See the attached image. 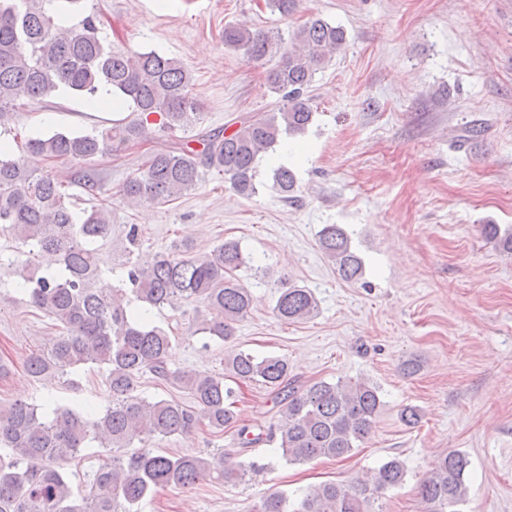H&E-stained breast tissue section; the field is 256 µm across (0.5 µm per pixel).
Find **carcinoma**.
<instances>
[{
    "instance_id": "obj_1",
    "label": "carcinoma",
    "mask_w": 512,
    "mask_h": 512,
    "mask_svg": "<svg viewBox=\"0 0 512 512\" xmlns=\"http://www.w3.org/2000/svg\"><path fill=\"white\" fill-rule=\"evenodd\" d=\"M82 2L0 0V129H10L18 109L63 92L91 101L102 87L111 88L114 104L128 105L133 118L115 119L101 131H56L28 139L26 152L33 156L80 164L67 182L0 148V230L37 251L41 261L20 260L25 271L20 287L63 329L28 358V375L36 381L60 380L95 365L105 369L110 400L104 409L23 401L0 406V449H9L0 454V512H140L141 503L161 489H190L205 478L228 483L265 469L255 461L222 455L168 456L145 447L128 456L117 453L136 440L145 444L190 434L202 425L222 431L237 423L233 388L224 375L170 368L171 337L131 302L175 307L196 301L203 307L199 331L230 342L253 296L235 275L247 265L236 240H225L203 255L187 256L184 246L177 245L174 253L146 265L129 260L126 278L112 294L96 287L101 270L94 245L111 232L110 211L101 204L77 213L65 185L94 187L87 166L130 144L195 127L203 122V112L181 61L155 51L112 49L100 20L85 13ZM266 6L288 17L299 0H266ZM345 43L342 27L317 16L286 38L245 24L225 26L224 46L246 59L279 55L265 80L282 105L240 121L232 131L198 137L199 149L183 139L155 151L141 171L122 183L119 195L132 205L172 201L197 184L201 169L214 167L238 194H257L261 161L283 136L301 134L313 122L308 89ZM273 179L281 197H293L297 181L290 168L273 169ZM484 234L512 250V233L500 232L499 225H484ZM318 241L343 280L363 277L364 260L341 226L324 225ZM277 288L274 310L279 317L300 321L318 310L310 289L285 280ZM226 368L236 383L273 389L281 406L282 422L267 434L251 436L248 428H240L241 446L275 443L288 465L350 455L372 432L382 406L379 389L365 380L301 385L288 376V360L280 356L260 358L239 349ZM147 372L187 391L192 404L142 396L138 379ZM98 438L114 452L94 471L90 494L78 497L65 464ZM469 465L459 450L435 460L420 483L425 512H461ZM405 476V464L395 457L368 479L323 483L296 498L273 492L255 512H369L371 501L401 485Z\"/></svg>"
}]
</instances>
